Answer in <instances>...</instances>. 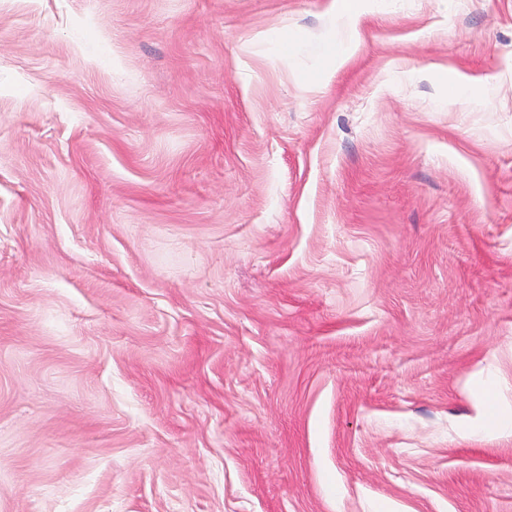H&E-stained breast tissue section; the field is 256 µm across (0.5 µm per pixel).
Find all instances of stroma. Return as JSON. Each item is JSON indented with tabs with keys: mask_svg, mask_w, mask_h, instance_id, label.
Returning a JSON list of instances; mask_svg holds the SVG:
<instances>
[{
	"mask_svg": "<svg viewBox=\"0 0 512 512\" xmlns=\"http://www.w3.org/2000/svg\"><path fill=\"white\" fill-rule=\"evenodd\" d=\"M359 32L0 0V512H512V0Z\"/></svg>",
	"mask_w": 512,
	"mask_h": 512,
	"instance_id": "obj_1",
	"label": "stroma"
}]
</instances>
